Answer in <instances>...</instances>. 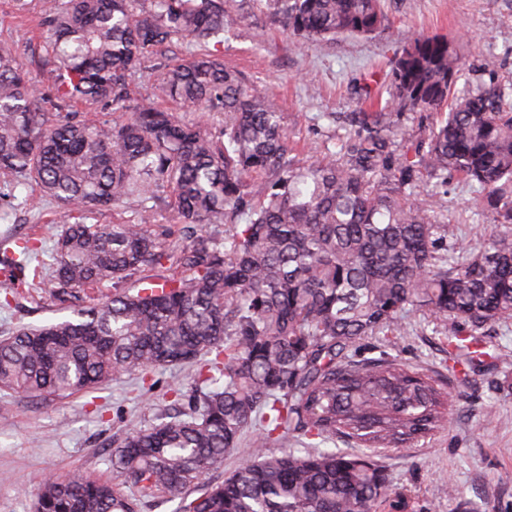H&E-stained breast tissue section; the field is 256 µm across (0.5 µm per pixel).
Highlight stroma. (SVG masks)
<instances>
[{
    "label": "stroma",
    "instance_id": "1",
    "mask_svg": "<svg viewBox=\"0 0 512 512\" xmlns=\"http://www.w3.org/2000/svg\"><path fill=\"white\" fill-rule=\"evenodd\" d=\"M238 25L217 50L225 65L267 86L287 117L299 158L337 147L345 117L371 112L388 100L390 61L410 39L443 36L457 44L458 92L496 80L512 83V0H383V26L369 38L343 36L320 43L294 36L269 14L265 0H245ZM45 0H0V49L17 53L46 97V112L89 121H122L124 113L63 103L52 90L53 59L41 18ZM494 72H487V60ZM57 206L34 182L0 178V257L19 239L30 240L32 287L0 281V339L26 326L71 318L59 298L54 244L62 233ZM457 227L449 247L465 248L490 232L478 214L473 188L450 182L436 212ZM500 351L481 371L465 375L448 356L442 324L422 311L405 312L400 332L365 339L363 358L390 357L446 383L447 424L408 448L378 450L376 459L407 512H512V318L485 326ZM185 366L149 377L124 374L106 385L65 398L0 391V512H32L46 476L83 472L120 483L112 450L124 431L146 427L190 391ZM460 493L452 497L449 486Z\"/></svg>",
    "mask_w": 512,
    "mask_h": 512
}]
</instances>
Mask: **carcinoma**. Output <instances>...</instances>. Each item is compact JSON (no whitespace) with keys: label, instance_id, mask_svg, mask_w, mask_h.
I'll return each instance as SVG.
<instances>
[{"label":"carcinoma","instance_id":"cac0c4a2","mask_svg":"<svg viewBox=\"0 0 512 512\" xmlns=\"http://www.w3.org/2000/svg\"><path fill=\"white\" fill-rule=\"evenodd\" d=\"M306 40L369 37L380 0H266ZM238 0H51L43 25L56 98L110 105L122 124L51 118L24 63L0 50V174L34 180L61 209L56 278L81 296L135 282L73 318L0 340V389L68 396L130 372L196 368L189 412L133 429L112 469L142 497L180 499L179 512H376L405 502L367 456L283 447L288 436L397 448L448 420V391L385 355L358 359L361 341L400 329L412 307L448 323L463 370L496 358L479 339L512 317V83L455 95L456 46L419 36L396 53L384 112L352 113L340 150L293 155L268 89L224 65L210 43ZM189 42L164 66L154 98L219 112L214 135L130 96L128 77L152 52ZM413 152L401 117L433 114ZM477 188L491 233L448 248L431 219L423 176ZM131 209L123 224L71 222V213ZM162 206L178 218L151 227ZM207 224H231L224 239ZM166 267L150 278L149 267ZM220 484L205 474L238 449ZM137 497L72 472L45 480L34 512H137Z\"/></svg>","mask_w":512,"mask_h":512}]
</instances>
